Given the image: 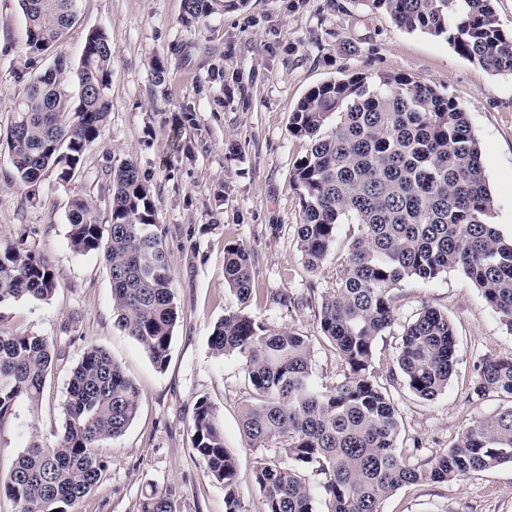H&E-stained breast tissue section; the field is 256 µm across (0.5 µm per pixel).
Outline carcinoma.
<instances>
[{"mask_svg":"<svg viewBox=\"0 0 512 512\" xmlns=\"http://www.w3.org/2000/svg\"><path fill=\"white\" fill-rule=\"evenodd\" d=\"M376 2L399 27L445 35L469 61L512 75V34L498 26L493 0ZM19 6L27 61L17 78L26 90L11 109L0 149L23 184L36 185L50 169L68 183L108 122L112 42L104 30L92 29L77 65L57 56L37 69L36 61L76 22L78 0H19ZM224 7L226 0H183L182 20L190 24ZM289 130L308 142L293 174L305 268L321 270L336 247L337 225L354 224L357 234L318 311L321 335L341 365L336 382L313 381L310 340L293 330L233 312L209 336L215 356L245 360L253 391L242 415L249 446L279 449L255 474L262 512H313V491L302 476L309 468L322 476L327 512H381L383 501L404 485L456 481L512 463L511 406L469 427L429 468L407 464L397 452V409L373 366L377 338L397 325L394 290L406 280L461 270L512 330V239L490 222L494 198L465 109L404 74L353 75L311 89L292 112ZM111 175L109 223L99 222L90 200L75 196L68 239L75 253L102 256L117 325L162 369L178 318L163 229L136 163L126 160ZM224 279L241 301L251 297V254L237 242L224 246ZM54 289L47 256L22 238L0 242V305L43 302ZM400 327V377L416 396L432 400L455 372L453 325L426 306ZM57 357L47 337L13 330L0 316V427L18 420L22 405L38 404ZM490 394L512 399V358H487L478 366L470 396ZM139 403L137 386L112 355L89 346L66 384L63 430L52 445L30 437L0 490L17 512H73L100 483L102 449L125 433ZM191 442L207 475L224 486L225 512H239L236 458L224 448L214 408L203 397ZM140 512H177L176 490L150 487Z\"/></svg>","mask_w":512,"mask_h":512,"instance_id":"cac0c4a2","label":"carcinoma"}]
</instances>
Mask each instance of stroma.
<instances>
[{
  "mask_svg": "<svg viewBox=\"0 0 512 512\" xmlns=\"http://www.w3.org/2000/svg\"><path fill=\"white\" fill-rule=\"evenodd\" d=\"M183 0H79L78 18L56 51L78 62L86 33L104 28L112 42V110L101 138L86 152L80 175L67 184L47 172L36 187L9 177L0 152V239L26 235L54 264L49 300L0 305L9 327L53 339L54 362L24 429L0 427V474L29 434L54 442L64 424L62 402L71 368L92 344L107 348L140 390L137 415L104 449L106 474L75 512H140L149 485H175L178 512H224V487L192 453L195 403L207 398L237 460L240 512H262L255 472L273 447L252 448L241 412L250 383L241 357L216 358L214 324L243 312L275 328L307 336L317 384L336 380V351L318 328V306L347 254L356 227L339 225L335 250L319 275L308 273L297 245L301 200L293 181L307 143L289 119L313 87L351 75L403 73L434 86L466 110L481 147L494 197L491 221L512 237V76L495 75L459 55L446 37L399 28L376 0H245L202 21H182ZM27 40L18 0H0V134L25 85ZM166 68L156 82L154 66ZM134 161L153 195L157 221L176 283L179 317L165 369L115 323L109 272L99 255L75 254L68 240L73 196L90 199L107 223L113 166ZM242 243L253 262V292L240 301L224 281V246ZM297 301L287 309L273 294ZM408 318L429 306L447 314L456 335V371L447 389L426 401L402 381H390L398 338L378 337L374 367L389 384L401 420L399 445L409 462L428 466L476 420L512 406L490 395L470 397L485 358H512V332L481 291L459 270L430 282L409 280L396 290ZM382 512H512V464L460 480L402 487Z\"/></svg>",
  "mask_w": 512,
  "mask_h": 512,
  "instance_id": "stroma-1",
  "label": "stroma"
}]
</instances>
